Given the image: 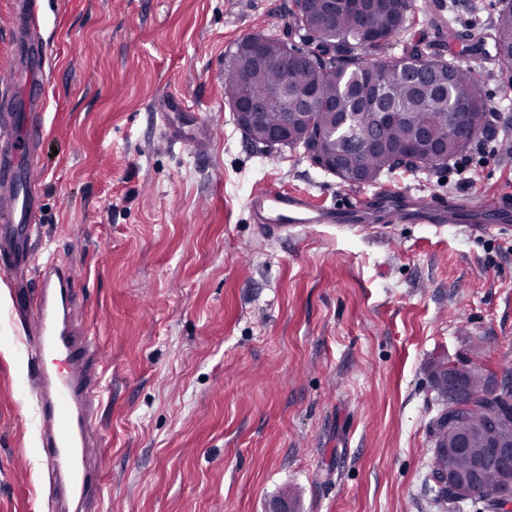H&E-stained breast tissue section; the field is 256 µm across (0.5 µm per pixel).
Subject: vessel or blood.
<instances>
[{
    "label": "vessel or blood",
    "mask_w": 512,
    "mask_h": 512,
    "mask_svg": "<svg viewBox=\"0 0 512 512\" xmlns=\"http://www.w3.org/2000/svg\"><path fill=\"white\" fill-rule=\"evenodd\" d=\"M18 30L39 24V0H17ZM43 135L42 122L29 123L24 133L0 121V142L34 145ZM38 185L29 181L21 191L0 199V222L30 233L37 222ZM247 209L264 233L337 224L357 229L367 224L464 225L479 232H512V193L486 201L421 198L406 189L378 190L342 203H319L296 191L259 189ZM75 273L68 265L42 264L37 290L28 307L25 336L30 355L27 377L34 389V416L40 428L38 453L54 482V499L79 512L98 485L88 463L96 407L103 388L98 365L90 360L92 342L79 328L75 312Z\"/></svg>",
    "instance_id": "vessel-or-blood-1"
}]
</instances>
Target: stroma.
<instances>
[{"mask_svg": "<svg viewBox=\"0 0 512 512\" xmlns=\"http://www.w3.org/2000/svg\"><path fill=\"white\" fill-rule=\"evenodd\" d=\"M440 12L411 0L412 32L492 48L501 0ZM12 0H0V83L15 91ZM291 0H42L48 94L33 152L38 231L26 277L77 274L80 327L102 358L85 512H484L437 502L430 427L441 363L512 380V237L429 224H314L270 237L246 207L261 187L322 203L362 195L301 149L248 141L224 99L246 36L298 37ZM494 108L469 180L400 169L380 187L488 199L512 192V70L481 59ZM181 95L169 117L159 100ZM202 143H170L173 125ZM0 512H50L27 386L17 280L0 266Z\"/></svg>", "mask_w": 512, "mask_h": 512, "instance_id": "stroma-1", "label": "stroma"}]
</instances>
